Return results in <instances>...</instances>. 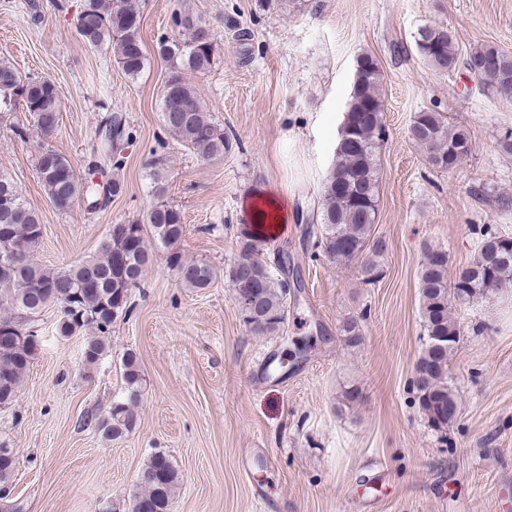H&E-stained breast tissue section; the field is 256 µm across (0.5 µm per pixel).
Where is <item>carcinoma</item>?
<instances>
[{"label": "carcinoma", "instance_id": "carcinoma-1", "mask_svg": "<svg viewBox=\"0 0 512 512\" xmlns=\"http://www.w3.org/2000/svg\"><path fill=\"white\" fill-rule=\"evenodd\" d=\"M175 27L186 32L178 42L166 36L158 40V52L169 63L170 71L162 97V121L168 134L204 161L224 158L233 149L224 127L217 124L187 81L190 72L204 71L214 59V39L210 25L188 12L173 16ZM76 30L91 49L115 47V59L125 75L138 76L146 55L140 37V14L132 0H84L76 18ZM415 45L419 54L437 71L449 73L459 65L455 36L445 29L424 27ZM496 57L500 71L512 82V53L494 45L470 51L466 60ZM23 101L34 125L43 134L58 127L61 91L46 78H24L7 60H0V108H11ZM382 74L377 60L368 54L357 58L345 113L367 112L364 122H351L339 136L335 160L328 171L322 193L319 223L305 227L304 235L314 241L325 257L341 266H356L362 280L375 283L381 274L383 244L371 243L377 220L380 156L386 138L382 110ZM104 137L100 152L105 164L97 166L98 183L77 174L64 155L43 147L36 168L43 190L60 213L70 211L83 200L95 207L121 192L119 181L108 170L122 167L123 152L132 135L125 118L108 114L103 118ZM409 139L427 154L428 161L449 169L458 153L470 150L467 131L448 127L446 117L435 111L419 112L408 128ZM148 176L159 201L146 215L144 224H114L100 246L98 256L60 268H47L37 259L43 229L37 213L27 207L18 187L0 176V252L19 246L23 249L9 278H0V328L11 339L0 336V408H8L20 392L37 349V340L26 334L24 313L33 319L46 307L59 308L57 328L67 337L83 329L93 331L84 344L83 362L96 366L108 352L106 334L120 316L130 312V292L142 285L154 262L153 250L165 252L167 268L186 288L204 289L216 278L208 263L187 257L179 248L185 233L179 209L162 197L168 162L152 154ZM241 266L227 271L244 323L259 334L281 328L287 316V276L301 277L298 266L281 267L275 277L263 257L264 240L254 225L242 224L237 230ZM421 316L425 342L417 364L415 387L419 406L435 430L448 427L458 416V400L448 381V361L458 350L461 333L452 307L489 291L512 288V238L484 237L472 261L448 277V254L430 248L419 273ZM124 393L112 401L97 419V430L112 442L132 433L138 426V409L143 397V376L136 357L127 355L122 363ZM18 457L8 444H0V485L6 486L17 468ZM179 471L163 452L152 453L142 467L129 512H172Z\"/></svg>", "mask_w": 512, "mask_h": 512}]
</instances>
